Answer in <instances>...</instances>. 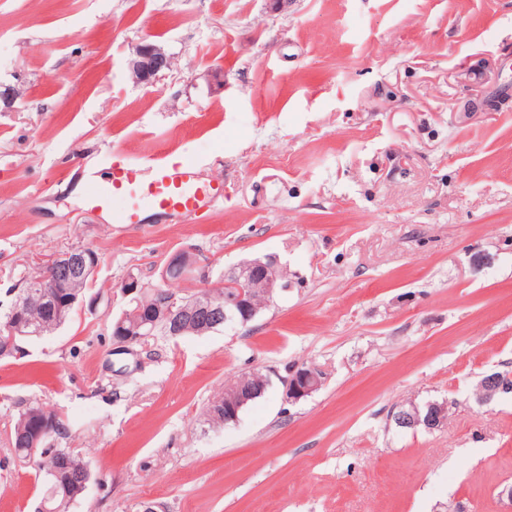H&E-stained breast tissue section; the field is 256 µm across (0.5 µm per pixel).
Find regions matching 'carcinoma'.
I'll use <instances>...</instances> for the list:
<instances>
[{
  "mask_svg": "<svg viewBox=\"0 0 512 512\" xmlns=\"http://www.w3.org/2000/svg\"><path fill=\"white\" fill-rule=\"evenodd\" d=\"M230 385L224 392L214 396L206 409L210 421L217 425L224 424V418L213 414V410L223 405L224 395L234 391ZM53 416L56 428L43 435L36 452H30V438L21 434L31 419L37 416ZM64 428L61 414L54 408L38 402H32L22 409L10 427L9 444L13 451L14 461L21 466L33 467L37 484L41 487V500L54 512H71L83 494L75 493V488L83 487V483H91L93 471L88 461L69 448H61L57 444L60 430Z\"/></svg>",
  "mask_w": 512,
  "mask_h": 512,
  "instance_id": "cac0c4a2",
  "label": "carcinoma"
}]
</instances>
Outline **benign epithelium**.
Returning <instances> with one entry per match:
<instances>
[{"label":"benign epithelium","instance_id":"7a95c632","mask_svg":"<svg viewBox=\"0 0 512 512\" xmlns=\"http://www.w3.org/2000/svg\"><path fill=\"white\" fill-rule=\"evenodd\" d=\"M174 60L158 44L144 40L135 46L128 62L132 79L139 84H150L162 72L173 68ZM99 265L98 255L88 247L72 248L52 256L44 264L43 275L29 283L28 290L21 292L18 287L9 288L5 296L11 318L6 327L8 337L0 339V354L12 353L11 347L17 336L30 335L32 320L27 315L32 306L40 311H50L57 321L66 319L70 310L82 305L86 296L68 292L77 282L91 280ZM182 271L185 281L192 284L188 297L179 298L161 289H154L155 301L152 318L144 319L141 311H124L118 326L119 335L112 338V354L130 355L139 346L141 337L149 336L159 325L166 327L167 335L181 336L187 328L200 331L211 330L219 325L226 329L245 326L255 319L259 309L273 302L276 295L288 288V280L277 273L278 261L274 256L246 260L224 271L220 286L224 288V300L213 298L210 272L198 266L195 258L187 252H178L169 257L161 271L162 280H167L168 268ZM258 371L242 375L235 393L224 398V422L238 420L239 410L262 389L255 387L252 380ZM325 379L322 368L304 365L292 369L285 380L288 401L295 403L319 390ZM512 388V378L492 373L486 376L480 392L483 403L492 402L499 394ZM447 407L430 403L425 408L412 405L392 415L397 427L405 429L423 428L435 431L446 422Z\"/></svg>","mask_w":512,"mask_h":512}]
</instances>
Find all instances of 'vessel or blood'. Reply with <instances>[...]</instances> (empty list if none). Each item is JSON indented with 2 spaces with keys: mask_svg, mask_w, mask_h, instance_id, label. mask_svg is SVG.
Instances as JSON below:
<instances>
[{
  "mask_svg": "<svg viewBox=\"0 0 512 512\" xmlns=\"http://www.w3.org/2000/svg\"><path fill=\"white\" fill-rule=\"evenodd\" d=\"M82 194L89 209L110 224L146 223V211L171 220H186L212 211L223 202V182L203 177L190 159L151 163H115L108 178L88 170Z\"/></svg>",
  "mask_w": 512,
  "mask_h": 512,
  "instance_id": "1",
  "label": "vessel or blood"
}]
</instances>
